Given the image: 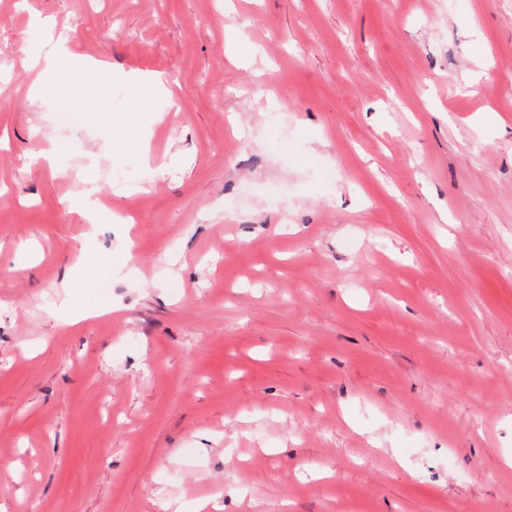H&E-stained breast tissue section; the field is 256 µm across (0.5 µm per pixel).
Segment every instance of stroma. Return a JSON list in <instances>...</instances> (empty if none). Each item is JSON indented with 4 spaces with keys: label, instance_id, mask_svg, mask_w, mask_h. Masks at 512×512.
Here are the masks:
<instances>
[{
    "label": "stroma",
    "instance_id": "obj_1",
    "mask_svg": "<svg viewBox=\"0 0 512 512\" xmlns=\"http://www.w3.org/2000/svg\"><path fill=\"white\" fill-rule=\"evenodd\" d=\"M200 503L512 512V0H0V507ZM67 61L72 68H88L89 65L80 59L73 57L68 49L66 39L56 40L52 47L44 51L43 47L34 55L31 65L37 66L42 63L43 74L52 82L54 91L61 97L69 95L70 86L67 74L63 71L60 63Z\"/></svg>",
    "mask_w": 512,
    "mask_h": 512
}]
</instances>
